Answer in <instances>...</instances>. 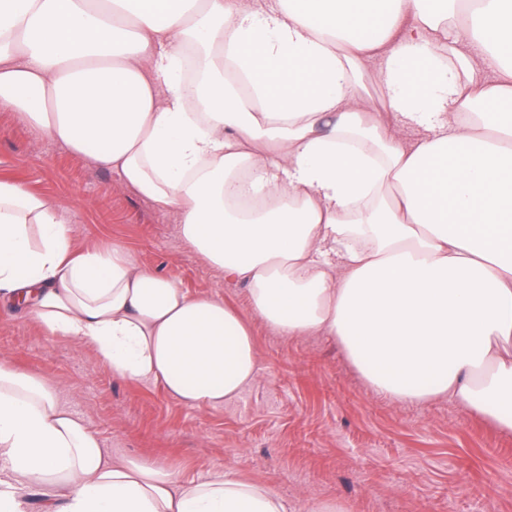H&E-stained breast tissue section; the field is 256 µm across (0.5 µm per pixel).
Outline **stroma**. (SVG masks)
Listing matches in <instances>:
<instances>
[{
    "label": "stroma",
    "mask_w": 512,
    "mask_h": 512,
    "mask_svg": "<svg viewBox=\"0 0 512 512\" xmlns=\"http://www.w3.org/2000/svg\"><path fill=\"white\" fill-rule=\"evenodd\" d=\"M0 179L60 205L79 252L118 244L190 295L216 296L250 327L260 372L224 405H184L149 381L114 377L96 351L24 311L0 313V363L53 386L116 459H150L198 478L230 467L312 512H512V434L445 396L376 393L343 345L284 336L183 238L174 217L111 169L0 111Z\"/></svg>",
    "instance_id": "obj_1"
}]
</instances>
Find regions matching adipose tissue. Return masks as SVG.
I'll return each instance as SVG.
<instances>
[{
    "label": "adipose tissue",
    "mask_w": 512,
    "mask_h": 512,
    "mask_svg": "<svg viewBox=\"0 0 512 512\" xmlns=\"http://www.w3.org/2000/svg\"><path fill=\"white\" fill-rule=\"evenodd\" d=\"M0 0V110L171 213L285 336L337 339L372 389L512 433V0ZM198 83L181 77L189 41ZM388 106L359 104L370 65ZM259 200L244 213L235 199ZM0 297L113 376L194 407L260 365L249 327L128 251L78 253L0 180ZM293 512L227 468L115 460L54 388L0 365V512Z\"/></svg>",
    "instance_id": "obj_1"
}]
</instances>
